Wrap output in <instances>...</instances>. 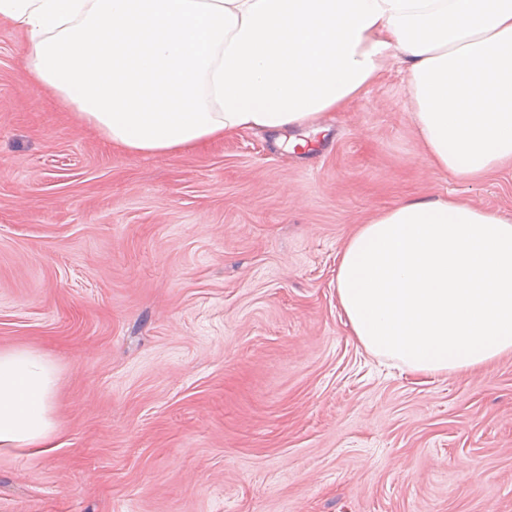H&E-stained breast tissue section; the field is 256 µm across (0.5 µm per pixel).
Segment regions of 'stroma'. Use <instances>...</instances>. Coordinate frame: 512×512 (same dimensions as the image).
Returning <instances> with one entry per match:
<instances>
[{"label":"stroma","mask_w":512,"mask_h":512,"mask_svg":"<svg viewBox=\"0 0 512 512\" xmlns=\"http://www.w3.org/2000/svg\"><path fill=\"white\" fill-rule=\"evenodd\" d=\"M0 26V348L54 360L47 454L0 512H512V354L419 377L354 339L336 260L369 214L512 216V166H427L403 74L305 147L243 133L123 156L31 84Z\"/></svg>","instance_id":"35a3bbf8"}]
</instances>
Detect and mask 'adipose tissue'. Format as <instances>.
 <instances>
[{
  "mask_svg": "<svg viewBox=\"0 0 512 512\" xmlns=\"http://www.w3.org/2000/svg\"><path fill=\"white\" fill-rule=\"evenodd\" d=\"M31 80L127 156L317 129L403 73L430 167L512 161V0H0ZM359 345L434 377L512 353V217L450 197L372 215L337 257ZM58 369L0 349V452L54 449Z\"/></svg>",
  "mask_w": 512,
  "mask_h": 512,
  "instance_id": "ef3b65f1",
  "label": "adipose tissue"
}]
</instances>
